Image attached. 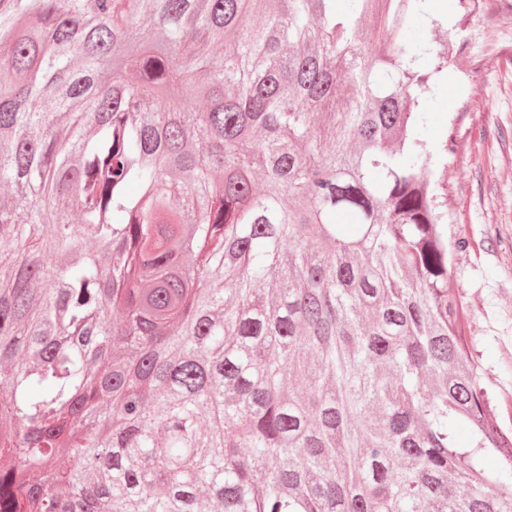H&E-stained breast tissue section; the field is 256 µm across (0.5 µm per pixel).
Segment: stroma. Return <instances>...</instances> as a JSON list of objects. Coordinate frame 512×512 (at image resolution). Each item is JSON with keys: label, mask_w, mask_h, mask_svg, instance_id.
<instances>
[{"label": "stroma", "mask_w": 512, "mask_h": 512, "mask_svg": "<svg viewBox=\"0 0 512 512\" xmlns=\"http://www.w3.org/2000/svg\"><path fill=\"white\" fill-rule=\"evenodd\" d=\"M438 38L452 43L448 82L426 105V140L439 146L435 178L447 189L454 253L448 290L512 427V0H448Z\"/></svg>", "instance_id": "stroma-1"}]
</instances>
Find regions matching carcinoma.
<instances>
[{
	"mask_svg": "<svg viewBox=\"0 0 512 512\" xmlns=\"http://www.w3.org/2000/svg\"><path fill=\"white\" fill-rule=\"evenodd\" d=\"M337 2L0 0V512H512L443 24Z\"/></svg>",
	"mask_w": 512,
	"mask_h": 512,
	"instance_id": "1",
	"label": "carcinoma"
}]
</instances>
